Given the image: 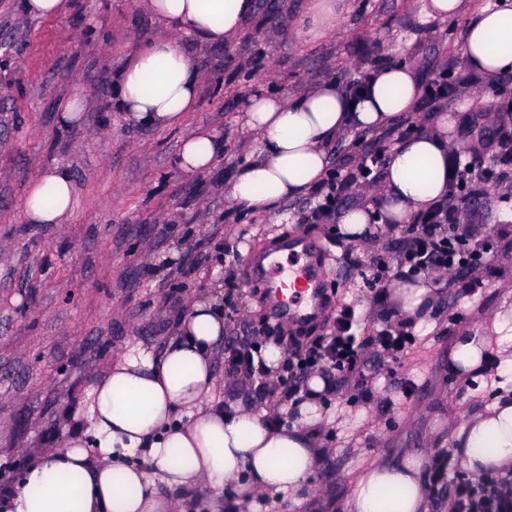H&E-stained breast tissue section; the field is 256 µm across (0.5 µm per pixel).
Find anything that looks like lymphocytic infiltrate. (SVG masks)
<instances>
[{
	"instance_id": "1",
	"label": "lymphocytic infiltrate",
	"mask_w": 512,
	"mask_h": 512,
	"mask_svg": "<svg viewBox=\"0 0 512 512\" xmlns=\"http://www.w3.org/2000/svg\"><path fill=\"white\" fill-rule=\"evenodd\" d=\"M495 164H487L478 151H456L452 156L449 187L451 193L443 203L425 213L419 223L406 225L399 246V267L403 273H429L438 269L464 277L466 272L481 263L484 255L468 250L467 233L459 222V209L466 199L456 197L460 184H470L473 193H482L485 186L503 184L502 165H512V136L497 142ZM384 155L370 151L363 155L355 173L335 169L327 192L318 194L310 213L314 222L333 220L338 202L354 178L369 179L381 168ZM292 351L284 365L281 383L289 397H296L299 383L316 369L345 376L358 375L360 384H367L365 373L367 353L384 355L400 361L412 348L415 339L406 331L391 325L359 332V318L352 305H342L336 312L330 333L309 341L289 336ZM452 469L450 457L433 456L427 469V480L433 494L445 496L448 512H512V472L488 474L479 479L449 480Z\"/></svg>"
}]
</instances>
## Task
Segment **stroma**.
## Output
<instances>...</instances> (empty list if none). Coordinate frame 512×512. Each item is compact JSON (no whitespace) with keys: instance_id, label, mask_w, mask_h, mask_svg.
<instances>
[{"instance_id":"1","label":"stroma","mask_w":512,"mask_h":512,"mask_svg":"<svg viewBox=\"0 0 512 512\" xmlns=\"http://www.w3.org/2000/svg\"><path fill=\"white\" fill-rule=\"evenodd\" d=\"M17 0H0V490L12 485L41 454L76 433L92 403L95 383L124 357L159 356L177 335L179 317L198 299L220 295L224 336L212 356L215 399L264 408L252 380L229 375L231 345L264 338L271 321L250 259L275 254L282 238L298 234L316 246L312 258L330 292L308 336L330 331L338 307L388 315L332 244L334 224L310 222L313 198L285 205L282 223L243 214L224 200V178L248 145L240 125L246 97L259 82L281 94L352 77L402 59L421 81L448 69L453 91L443 110L455 117L456 142L491 155L501 129H512V73L469 79L462 33L487 0L447 22L423 21L425 0H337L331 35L299 38V18L311 0H255V13L231 45L187 42L202 76L191 126L224 142L213 170L185 177L175 163L181 131L128 125L112 98V75L122 57L162 31L139 0H75L58 18L18 14ZM89 91L80 125L62 129L58 105L75 86ZM405 128L348 133L332 144L333 160L357 164L368 150L390 151ZM57 166L75 185L72 218L29 224L22 217L28 182ZM470 247L490 249L486 265L467 275L478 290L443 285L434 328L418 336L397 367L378 359L368 367L369 398L354 382L321 399L330 424L310 481L293 497L252 503L253 512H349L350 484L366 464L409 454L429 460L453 445L457 430L489 404L491 390L448 371L457 336L489 334L497 314L512 310V194L487 187L461 213ZM403 231L374 226L354 245L360 267L395 261ZM414 382L403 393L400 380Z\"/></svg>"}]
</instances>
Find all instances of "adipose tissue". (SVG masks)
Returning <instances> with one entry per match:
<instances>
[{
    "mask_svg": "<svg viewBox=\"0 0 512 512\" xmlns=\"http://www.w3.org/2000/svg\"><path fill=\"white\" fill-rule=\"evenodd\" d=\"M165 32L126 55L112 79L117 105L134 125L185 128L177 164L187 175L211 170L222 144L210 130L187 129L198 107L200 72L180 38L201 47L228 45L255 10L254 0H140ZM467 72L487 79L512 72V0H491L474 14L463 37ZM354 98L336 80L306 85L283 96L258 85L248 95L242 127L248 148L224 184L230 206L281 223L284 205L319 190L330 170V145L339 135L373 133L415 111L422 92L408 64L391 60L362 79ZM454 143L448 116L432 129L391 148L376 203L343 210L338 221L352 241L370 224H415L448 196ZM75 187L68 172L41 170L22 202L29 224H63L73 213ZM432 277L398 280L389 296L401 322L429 325L437 308ZM492 335L459 336L449 369L455 377L491 383L496 394L461 430L456 455L476 474L512 470V312L496 317ZM224 335V314L213 302L187 309L178 334L159 357L124 358L94 388L85 418L98 456L84 440L67 436L60 449L40 455L17 484L0 492V512H187L183 493L199 484L221 489L242 484L244 495L291 494L314 472L323 449V423L315 402L299 406V422L274 428L265 412L214 402V346ZM499 362L487 373L484 354ZM146 465L124 462L135 449ZM420 456L362 468L349 496V512H427Z\"/></svg>",
    "mask_w": 512,
    "mask_h": 512,
    "instance_id": "1",
    "label": "adipose tissue"
}]
</instances>
